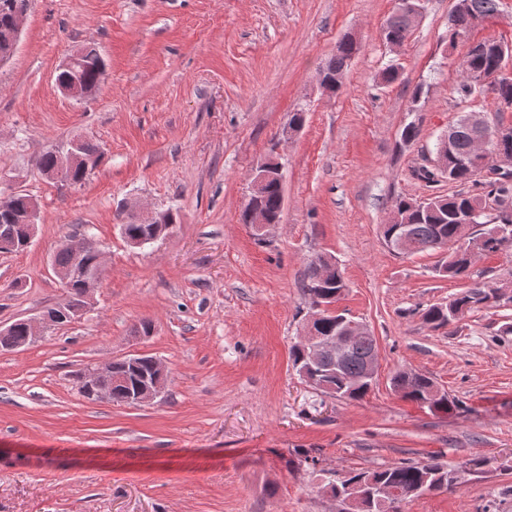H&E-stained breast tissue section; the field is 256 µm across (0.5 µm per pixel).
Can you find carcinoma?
Here are the masks:
<instances>
[{
	"label": "carcinoma",
	"instance_id": "obj_1",
	"mask_svg": "<svg viewBox=\"0 0 512 512\" xmlns=\"http://www.w3.org/2000/svg\"><path fill=\"white\" fill-rule=\"evenodd\" d=\"M25 0H0V56L9 53L6 35L12 30L13 5ZM463 9L448 16V32L451 44L455 38L467 34L473 28L472 19H487L499 9V0H458ZM412 20L397 11L390 15L383 24L382 35L387 43H402L411 28ZM358 52L357 43L350 37L341 39L336 45V52L323 70L326 89L335 93L341 88L340 78L350 60ZM102 60L94 47L85 48L84 66L78 71L79 79L90 85H98L104 77L98 63ZM508 59L485 52L482 54L466 53L462 62L463 79L456 88L461 99L474 96H488L494 111H499L500 104L512 102V76L506 73ZM455 135L451 147L446 152L436 149L440 165L433 169H424L420 176L427 182L435 181L439 175H448L450 183H468L483 172L480 156L474 149V136L465 126L454 123ZM270 180L259 207L268 218L281 219L283 214L280 184L282 175L277 166L267 168ZM485 194L456 193L437 195L425 200H413L398 197L393 201V213L401 223L407 243L404 254L412 255L429 248L445 249L448 256L436 268L444 277L465 280L470 277L471 260L469 249L479 245V250L499 252L512 248V181L487 174ZM32 201L27 194H15L0 199V219L15 226L16 238L25 237L26 224L24 215ZM481 214L466 223L462 217L474 210ZM159 226L134 222H121V232L125 239L149 237ZM307 283L304 285L313 305H329L336 301V293L346 287L339 268L323 259L313 260L308 265ZM512 288V282L495 286L473 282L468 289L455 295L445 306H432L425 310V323L434 328H441L455 320L456 310L472 311L501 298L503 290ZM339 323L336 317L322 313L315 321L314 327L322 336L336 334ZM31 343L28 327L22 323L15 324L8 332L0 334V350H15ZM378 351L376 337L372 334L358 336L354 339L347 358L341 365H336L333 357L326 353L320 360V370L308 373L311 385L323 393L333 396L359 400L367 392V381L363 380L365 362ZM114 375L121 383L112 392V401L131 403V395L141 386L149 383L155 371L152 357L143 356L138 365L132 366L124 361L113 364ZM393 389L405 399L424 404L436 385L428 375L412 370L402 369L391 376ZM451 470L436 462L397 463L372 470L349 471L343 479L328 483L333 496L344 500H353L359 504L355 512H388L376 498V487L394 483L408 489H417L442 480H448Z\"/></svg>",
	"mask_w": 512,
	"mask_h": 512
}]
</instances>
